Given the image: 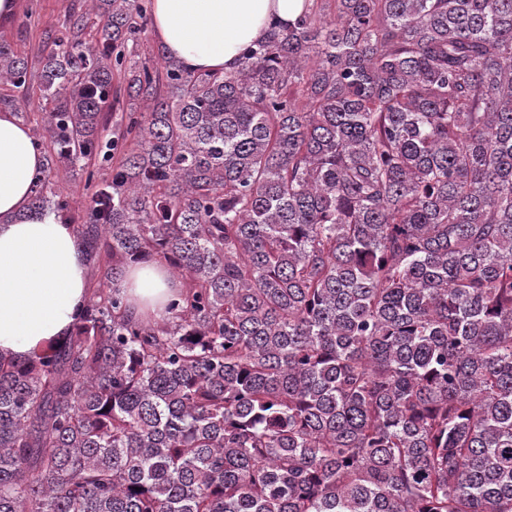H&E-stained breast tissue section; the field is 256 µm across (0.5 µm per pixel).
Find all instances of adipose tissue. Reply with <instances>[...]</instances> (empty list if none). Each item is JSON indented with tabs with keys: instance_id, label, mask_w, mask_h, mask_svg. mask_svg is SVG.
<instances>
[{
	"instance_id": "obj_1",
	"label": "adipose tissue",
	"mask_w": 512,
	"mask_h": 512,
	"mask_svg": "<svg viewBox=\"0 0 512 512\" xmlns=\"http://www.w3.org/2000/svg\"><path fill=\"white\" fill-rule=\"evenodd\" d=\"M309 0H152L163 52L193 73L237 69L243 50L295 24ZM44 153L13 112L0 111V355L23 358L67 336L90 296L85 245L74 225L31 206ZM140 316L173 294L164 264L129 268L122 283Z\"/></svg>"
}]
</instances>
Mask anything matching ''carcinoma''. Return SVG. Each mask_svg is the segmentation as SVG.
Listing matches in <instances>:
<instances>
[{"mask_svg":"<svg viewBox=\"0 0 512 512\" xmlns=\"http://www.w3.org/2000/svg\"><path fill=\"white\" fill-rule=\"evenodd\" d=\"M85 2L31 206L93 292L0 357V512H512V0H312L224 75L126 64L152 0ZM148 261L180 290L136 318ZM54 190L68 198L73 212L85 216L90 190L85 187V175L81 171L63 169L56 179Z\"/></svg>","mask_w":512,"mask_h":512,"instance_id":"1","label":"carcinoma"}]
</instances>
